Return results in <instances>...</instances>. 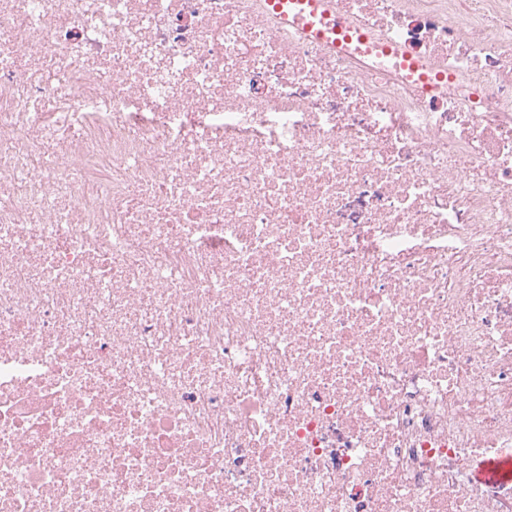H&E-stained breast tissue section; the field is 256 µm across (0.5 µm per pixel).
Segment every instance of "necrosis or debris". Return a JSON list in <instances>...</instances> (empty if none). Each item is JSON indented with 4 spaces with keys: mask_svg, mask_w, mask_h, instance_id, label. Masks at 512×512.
<instances>
[{
    "mask_svg": "<svg viewBox=\"0 0 512 512\" xmlns=\"http://www.w3.org/2000/svg\"><path fill=\"white\" fill-rule=\"evenodd\" d=\"M336 11L0 0V512H512V0ZM270 4L285 21L291 18L298 28L305 31H311L317 20L329 19L330 28L347 24L345 17L336 14L333 0H272ZM478 479L496 482H512V460H494L481 464L475 472Z\"/></svg>",
    "mask_w": 512,
    "mask_h": 512,
    "instance_id": "necrosis-or-debris-1",
    "label": "necrosis or debris"
}]
</instances>
